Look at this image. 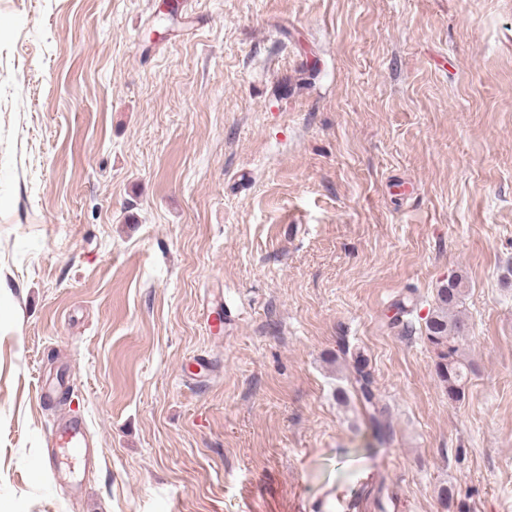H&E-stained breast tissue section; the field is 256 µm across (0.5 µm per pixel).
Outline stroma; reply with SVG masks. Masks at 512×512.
Instances as JSON below:
<instances>
[{
  "label": "stroma",
  "instance_id": "stroma-1",
  "mask_svg": "<svg viewBox=\"0 0 512 512\" xmlns=\"http://www.w3.org/2000/svg\"><path fill=\"white\" fill-rule=\"evenodd\" d=\"M0 512H512V0H0ZM462 281L456 277L439 288L435 298L436 307L425 318V340L434 354V370L442 383L448 400L460 401L471 364L461 353V342L466 336L468 324L459 309L462 299ZM353 371V382L355 389L359 394L364 407L368 410H373V413L370 414V418L374 434L378 439L382 440L387 436V431L385 425L376 415L377 412L379 414H381L382 412L376 410L374 401L375 395L372 388V374L369 370H367V364L365 360L358 359V357L354 361Z\"/></svg>",
  "mask_w": 512,
  "mask_h": 512
}]
</instances>
